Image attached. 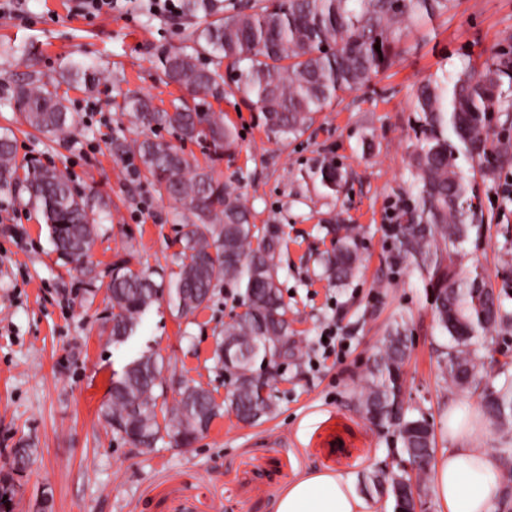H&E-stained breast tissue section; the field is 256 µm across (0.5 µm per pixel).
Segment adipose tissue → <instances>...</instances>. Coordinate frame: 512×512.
Returning a JSON list of instances; mask_svg holds the SVG:
<instances>
[{
  "label": "adipose tissue",
  "mask_w": 512,
  "mask_h": 512,
  "mask_svg": "<svg viewBox=\"0 0 512 512\" xmlns=\"http://www.w3.org/2000/svg\"><path fill=\"white\" fill-rule=\"evenodd\" d=\"M499 463L490 454L452 448L434 464V492L444 512H496L502 488ZM274 512H374L349 477L317 471L291 482Z\"/></svg>",
  "instance_id": "ef3b65f1"
}]
</instances>
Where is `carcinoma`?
<instances>
[{
    "label": "carcinoma",
    "instance_id": "cac0c4a2",
    "mask_svg": "<svg viewBox=\"0 0 512 512\" xmlns=\"http://www.w3.org/2000/svg\"><path fill=\"white\" fill-rule=\"evenodd\" d=\"M454 0H249L222 16L216 0H184L183 11L202 16L191 46L165 52L160 69L165 83L184 86L182 98L164 109L136 93L124 98L131 123L149 131L142 140L116 139L112 150L139 158L144 178L157 192L180 205L182 251L179 271L112 269L108 284L112 312L106 319L114 342L130 339L149 308L168 295L170 307L186 316L206 305L219 285L235 288L243 307L224 322L214 351L216 366L231 382L224 406L251 425L276 410L270 379L278 362L295 356L279 281L283 231L258 226L252 210L216 162L232 157L238 133L210 99L224 96L222 63L234 73L236 88L261 114L267 138H297L314 115L341 95L372 82L405 53L403 36L420 31L426 20L445 14ZM380 49H375V46ZM95 67L73 62L65 82L89 88ZM60 83L35 71L17 86L14 106L33 129L48 135L69 130L76 118ZM415 144L409 173L416 193L397 223L386 228L396 260L417 271L441 333L450 341L442 352V377L463 395L480 399L482 417L496 431L512 429V373L500 366L503 381L483 380L495 362L489 333L512 322L501 296L477 269L463 266L464 243L484 231L479 182L494 180L512 160V138L491 135L492 127L512 128V49H500L480 67L468 66L448 80L429 77L413 92ZM169 131L182 143L204 145L210 164L192 163L183 149L159 135ZM476 163L479 178L458 165ZM321 183L335 191L343 176L334 160L322 163ZM0 189H20L47 224L61 254L80 267L97 239L84 198L55 170L18 162L16 139L0 132ZM335 238L318 265L336 286L345 288L362 262L360 238L350 224H329ZM412 337L403 320L394 321L366 364L356 411L384 437L387 456L363 474L362 492L385 500L392 512H426V477L436 454L434 422L405 402V367ZM165 358L143 353L112 380L101 416L116 435L143 448L164 437L181 436L189 445L222 413L212 394L193 380L178 381L172 406L164 397Z\"/></svg>",
    "mask_w": 512,
    "mask_h": 512
}]
</instances>
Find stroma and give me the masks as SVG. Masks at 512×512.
Wrapping results in <instances>:
<instances>
[{"label": "stroma", "mask_w": 512, "mask_h": 512, "mask_svg": "<svg viewBox=\"0 0 512 512\" xmlns=\"http://www.w3.org/2000/svg\"><path fill=\"white\" fill-rule=\"evenodd\" d=\"M21 3L23 22L0 9V128L15 132L18 160L55 169L86 197L98 238L87 277L54 251L25 196L0 191V478L13 474L14 448L27 442L36 450L13 512H34L45 496L51 512H272L294 477L329 469L359 481L384 459L385 445L352 397L374 344L399 317L413 336L406 400L433 418L438 452L461 443L498 454L506 436L481 421L477 400L468 402L471 436H454L448 411L459 394L437 365L448 338L433 321L418 273L394 264L385 229L413 197V84L432 74L455 77L468 62L512 45V0H455L435 20L430 40L410 34L402 60L318 113L304 135L284 145L268 140L258 113L234 84L225 85L213 108L241 139L239 153L219 168L236 180L256 224L285 231L280 281L298 351L277 370L273 419L244 427L227 414L190 446L152 448L124 441L100 419L113 375L139 353L157 350L175 376L200 382L223 402L224 374L212 353L238 307L232 289L220 287L185 318L167 300L155 303L126 344L103 333L113 264L175 270L181 229L174 204L111 143L140 136L122 110L126 94L150 95L162 107L180 96L161 81L159 56L190 44L199 22L154 11L149 0L133 10L119 0L90 19L76 11L75 0ZM76 61L96 67L100 79L90 91L68 89L75 127L50 136L23 124L10 103L15 84L35 70L60 77ZM327 159L344 176L335 192L318 176ZM509 178L511 163L482 185L485 232L465 250L470 265L506 287L512 310V197L501 193ZM327 224H353L360 232L364 265L344 288L314 275L316 258L331 246ZM329 327L339 338L338 354L313 365Z\"/></svg>", "instance_id": "35a3bbf8"}]
</instances>
